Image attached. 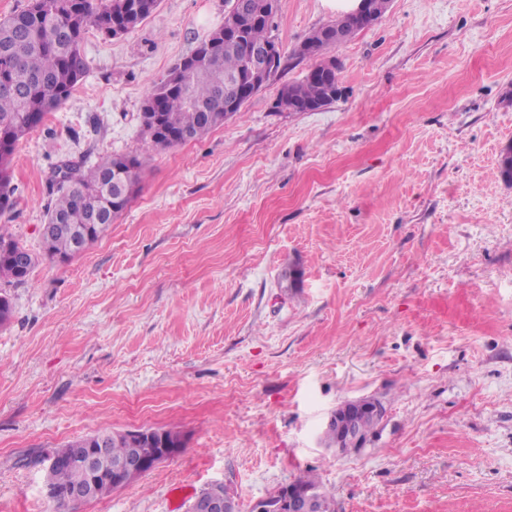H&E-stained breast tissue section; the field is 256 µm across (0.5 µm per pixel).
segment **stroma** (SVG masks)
Here are the masks:
<instances>
[{
	"mask_svg": "<svg viewBox=\"0 0 512 512\" xmlns=\"http://www.w3.org/2000/svg\"><path fill=\"white\" fill-rule=\"evenodd\" d=\"M161 0L88 27L87 70L15 148L0 217L40 260L0 327V512H54L42 451L164 428L185 446L74 512H187L214 482L241 512L315 470L335 512H512V0H391L336 49L344 92L276 107L336 14L279 0L284 68L224 126L151 151L147 94L224 22ZM148 154L140 191L68 262L42 255L55 166ZM381 400L365 449L328 414ZM358 412L373 413L377 418L381 417V420L385 416L380 401L373 398L366 397L344 402L329 414L325 423L324 431L336 428V433L326 432L322 435L323 441L328 445L336 441L334 446L328 448H334L336 452L342 454L344 453L342 448H346L345 451L352 453L354 451L350 450L359 451V448L366 445V441L373 432L368 435L366 440H363L354 419Z\"/></svg>",
	"mask_w": 512,
	"mask_h": 512,
	"instance_id": "stroma-1",
	"label": "stroma"
}]
</instances>
